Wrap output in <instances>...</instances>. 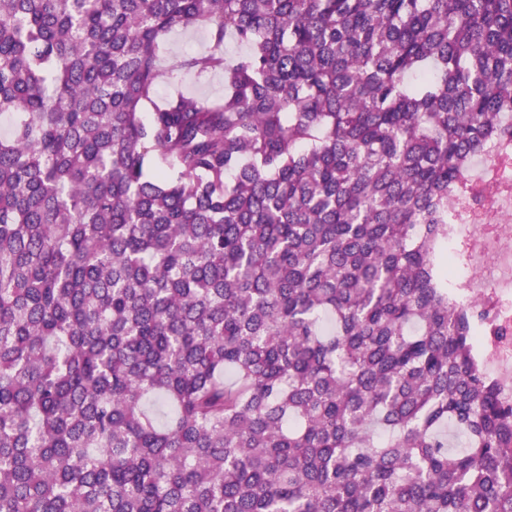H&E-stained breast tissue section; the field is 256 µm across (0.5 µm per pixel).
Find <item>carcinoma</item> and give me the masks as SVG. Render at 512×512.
<instances>
[{
  "label": "carcinoma",
  "instance_id": "cac0c4a2",
  "mask_svg": "<svg viewBox=\"0 0 512 512\" xmlns=\"http://www.w3.org/2000/svg\"><path fill=\"white\" fill-rule=\"evenodd\" d=\"M2 115L0 512H512L448 297L512 0H0ZM165 54L161 65L169 67L182 55L202 53L210 49V43L202 28L177 31L166 39ZM173 89L195 93L203 98H218L224 91L222 76L214 75L206 80L197 81L192 76H178L165 79L158 84V96L164 97Z\"/></svg>",
  "mask_w": 512,
  "mask_h": 512
}]
</instances>
